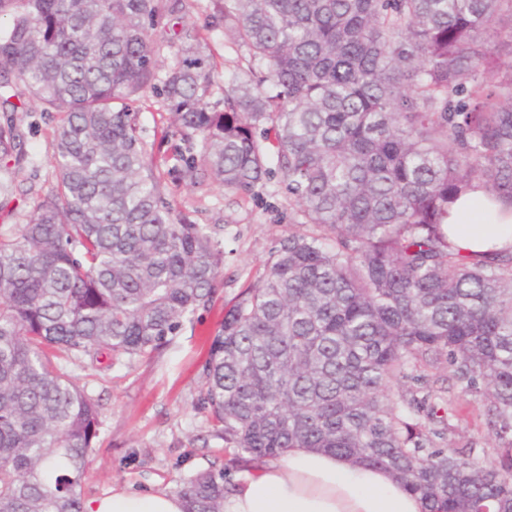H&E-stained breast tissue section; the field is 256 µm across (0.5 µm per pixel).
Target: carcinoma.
I'll use <instances>...</instances> for the list:
<instances>
[{"label": "carcinoma", "instance_id": "1", "mask_svg": "<svg viewBox=\"0 0 512 512\" xmlns=\"http://www.w3.org/2000/svg\"><path fill=\"white\" fill-rule=\"evenodd\" d=\"M210 2L250 73L221 107L195 28L159 75L185 0H0V196L25 158L13 86L61 115L56 184L0 227V512H84L99 413L63 363L150 357L214 305L224 243L173 208L132 112L157 88L192 184L249 193L275 170L313 226L224 305L196 400L214 436L250 463L367 462L427 512H512V247L448 241L474 185L512 208V0ZM461 397L480 460L437 447ZM224 494L216 466L179 491L185 512Z\"/></svg>", "mask_w": 512, "mask_h": 512}]
</instances>
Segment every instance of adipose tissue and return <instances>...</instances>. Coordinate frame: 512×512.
Segmentation results:
<instances>
[{
	"label": "adipose tissue",
	"mask_w": 512,
	"mask_h": 512,
	"mask_svg": "<svg viewBox=\"0 0 512 512\" xmlns=\"http://www.w3.org/2000/svg\"><path fill=\"white\" fill-rule=\"evenodd\" d=\"M448 238L463 253L512 246V210L482 188L461 196L448 216ZM423 502L383 470L342 457L295 448L240 473L224 512H424ZM87 512H184L166 492L122 490L89 501Z\"/></svg>",
	"instance_id": "adipose-tissue-1"
}]
</instances>
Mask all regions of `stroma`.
Listing matches in <instances>:
<instances>
[{"mask_svg": "<svg viewBox=\"0 0 512 512\" xmlns=\"http://www.w3.org/2000/svg\"><path fill=\"white\" fill-rule=\"evenodd\" d=\"M208 4L209 0H195L183 21L199 31L210 71L220 83L226 73L246 69L247 54L223 31L207 26ZM133 109L143 137L165 160L163 177L177 211L194 223L219 228L224 239V270L214 307L185 323L153 358H124L107 370L67 365V372L99 404L98 436L82 481L87 500L125 487L174 494L183 481L218 458L225 462V481H232L243 470V463L226 462L223 439L213 436L208 413L195 404L201 388L197 370L207 351V339L224 316L225 303L254 281L299 220L296 207L275 178L238 195L211 181L191 185L178 172L183 141L164 133L168 121L163 117L162 98L145 93ZM16 119L27 160L15 174L12 201L0 209V225L22 223L24 214L56 182L49 145L57 116L20 112Z\"/></svg>", "mask_w": 512, "mask_h": 512, "instance_id": "1", "label": "stroma"}]
</instances>
